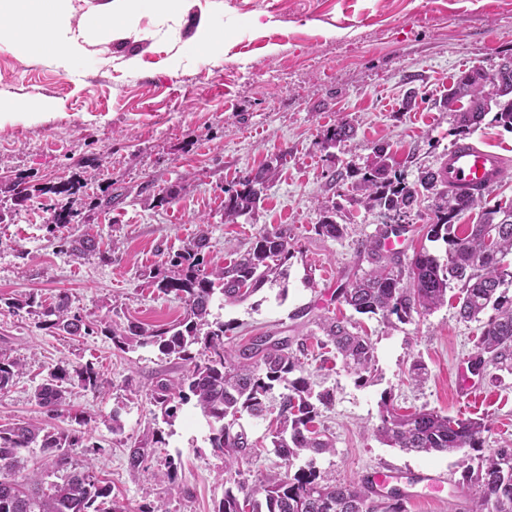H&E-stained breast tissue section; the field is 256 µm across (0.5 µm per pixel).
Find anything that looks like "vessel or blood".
<instances>
[{"label": "vessel or blood", "mask_w": 512, "mask_h": 512, "mask_svg": "<svg viewBox=\"0 0 512 512\" xmlns=\"http://www.w3.org/2000/svg\"><path fill=\"white\" fill-rule=\"evenodd\" d=\"M438 170L450 192L478 195L512 173V163L502 154L474 143L454 145Z\"/></svg>", "instance_id": "vessel-or-blood-1"}]
</instances>
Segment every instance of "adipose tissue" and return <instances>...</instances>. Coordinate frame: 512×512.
<instances>
[{"label": "adipose tissue", "instance_id": "ef3b65f1", "mask_svg": "<svg viewBox=\"0 0 512 512\" xmlns=\"http://www.w3.org/2000/svg\"><path fill=\"white\" fill-rule=\"evenodd\" d=\"M0 0V43L33 56H48L58 65L69 64L83 47L73 35L69 17L58 11L56 0Z\"/></svg>", "mask_w": 512, "mask_h": 512}]
</instances>
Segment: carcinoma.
<instances>
[{"label":"carcinoma","mask_w":512,"mask_h":512,"mask_svg":"<svg viewBox=\"0 0 512 512\" xmlns=\"http://www.w3.org/2000/svg\"><path fill=\"white\" fill-rule=\"evenodd\" d=\"M468 99V107L456 111L460 133L467 135L495 112L498 123L512 129V69L497 76L477 70L464 71L448 88L443 106ZM355 125L343 119L323 131L324 147H334L354 133ZM358 177L357 188L366 199L399 217L421 199L433 196L434 218L427 226V237L446 244V259L440 260L422 249L409 262L401 252L386 248L390 237L406 231L401 224H384L363 243V256L371 268L347 280L338 297L359 314L396 317L404 321L412 314H427L444 304L448 288L461 285L459 316L477 320L488 308L495 314L482 327L476 350L469 358L471 371L489 375L494 370L512 371V299L500 288L512 284V206L482 208L475 224L458 220L480 206L481 197L448 193L441 186L439 174L428 171L410 184L393 171L391 158L384 150L374 153L364 168L349 171ZM267 172L258 171L243 178L239 188L224 197V218L232 221L256 208L264 189ZM316 234L332 239L344 236L346 227L335 220L334 208L319 207ZM62 246L75 256L99 254L102 260L112 256L97 252L89 238L63 240ZM208 237L202 233L181 253L166 261L170 273H149L151 284L183 300V317L164 325L144 327L130 323L121 328L107 322L89 321L72 312L69 297L57 295L45 305L34 294L21 306L32 309L40 326L50 332L70 336L100 334L121 351L135 343L155 346L166 355L181 360L185 373L178 379H160L151 389V402L164 415L175 417L179 405L194 402L205 418L208 442L214 454L224 457V498L217 512H405L402 494L397 489L382 496L369 482L326 483L314 468L293 469L305 452L322 454L335 451L334 442L317 420L321 408L332 401L329 391H315L311 378L304 374L298 353L304 343L292 348L288 339L273 340L260 336L238 351L225 348L224 337L231 324L209 321L215 294L224 304L240 302L266 285L287 277L292 256L288 228L264 230L249 248L224 266L206 267L204 250ZM317 326L326 337L323 347L332 346L344 366L363 381L373 367V347L369 338L353 331L346 320L323 316ZM23 365L0 358V392H6ZM76 385L99 394L106 381L91 365H57L33 392L36 404L52 419L68 420L72 427L49 430L30 422L0 425V512H104L112 489L93 470L92 461L104 451L96 443H83L82 427L88 424L84 413L68 402L67 386ZM281 387L276 427L271 432L274 452L286 465L283 474L261 473L246 486L233 478L232 468L251 453L254 445L235 422L246 413L260 418L269 412L267 401L275 388ZM490 431L481 417L452 419L434 410L419 409L400 413L383 404L380 423L373 428L380 441L395 448L419 453L463 454L477 459V469L466 477L461 488L464 505L459 512H512V448L488 447L485 433ZM162 442L157 434H147L129 449L127 464L138 470ZM84 445L89 458L80 464L68 449ZM39 452L48 470L16 476L25 469L27 455Z\"/></svg>","instance_id":"cac0c4a2"}]
</instances>
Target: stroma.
<instances>
[{"label": "stroma", "instance_id": "obj_1", "mask_svg": "<svg viewBox=\"0 0 512 512\" xmlns=\"http://www.w3.org/2000/svg\"><path fill=\"white\" fill-rule=\"evenodd\" d=\"M71 70L45 57L0 45V356L24 372L0 394V425L51 422L33 399L48 370L65 362L94 366L107 380L103 393L72 388L70 403L89 418L85 432L102 446L96 473L112 487L114 504L127 512L163 506L166 512H214L224 495V460L208 441V426L193 404L164 422L149 400L159 375L175 379L180 360L155 347L128 352L101 335L72 337L43 330L13 299L35 294L52 300L67 293L73 312L120 326L162 325L180 319L184 303L149 285L146 272L207 232L208 261L223 264L261 231L288 226L293 255L288 288L264 287L211 314L232 323L226 347L270 334L305 339L304 370L332 389L321 425L335 442L331 453L306 454L298 466L329 481H359L384 464L402 476L440 473L433 497L406 504L405 512H456L467 461L448 454H418L375 437L383 403L427 407L455 419L491 420L488 442L512 447V372L480 380L468 399L456 367L474 352L482 324L457 317L458 289L426 315L386 321L358 314L337 298L347 279L368 270L361 244L389 218L366 204L355 179L336 172L360 168L384 148L408 182L434 169L449 148L474 141L512 158V130L486 117L467 135L441 104L465 70L494 69L512 59V0H185L181 9L145 8L137 27L121 38L84 41ZM352 120L355 135L334 148L322 133L338 119ZM282 158L255 212L224 221V192L249 173ZM44 193L15 204V180ZM81 186L77 223L52 228L51 194L60 182ZM178 186L167 204L158 193ZM116 197L112 210L94 200ZM334 205L343 238L317 235L321 203ZM432 199L417 203L405 222V256L445 245L426 237ZM94 236L111 262L60 251L64 236ZM346 317L374 348L371 379L358 382L341 360H326L317 341L321 315ZM428 370L419 386L407 381L411 361ZM120 430H113V422ZM240 427L260 453L241 458L238 481L273 475L284 463L269 447L270 418L241 416ZM157 430L165 443L146 470L131 473L130 446ZM173 459L178 490L157 479Z\"/></svg>", "mask_w": 512, "mask_h": 512}]
</instances>
